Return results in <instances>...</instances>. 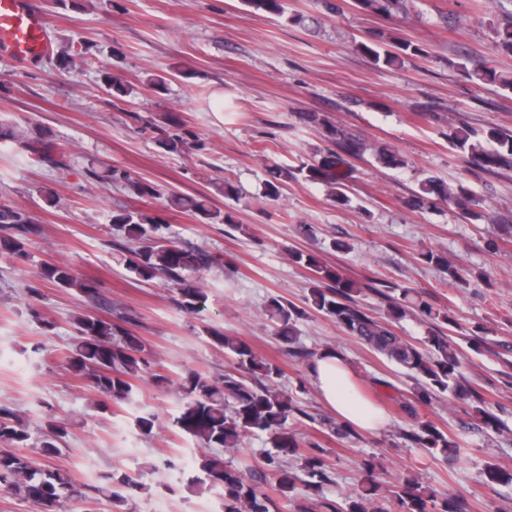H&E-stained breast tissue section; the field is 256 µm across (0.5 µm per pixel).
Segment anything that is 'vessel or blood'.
Returning a JSON list of instances; mask_svg holds the SVG:
<instances>
[{"mask_svg":"<svg viewBox=\"0 0 512 512\" xmlns=\"http://www.w3.org/2000/svg\"><path fill=\"white\" fill-rule=\"evenodd\" d=\"M52 21L32 0H0V55L19 66L51 54Z\"/></svg>","mask_w":512,"mask_h":512,"instance_id":"obj_1","label":"vessel or blood"}]
</instances>
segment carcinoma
Wrapping results in <instances>:
<instances>
[{
  "label": "carcinoma",
  "instance_id": "obj_1",
  "mask_svg": "<svg viewBox=\"0 0 512 512\" xmlns=\"http://www.w3.org/2000/svg\"><path fill=\"white\" fill-rule=\"evenodd\" d=\"M245 3L254 10L271 14L284 12V0H245ZM359 3L387 16L406 9V0H359ZM384 43L386 40L381 35L370 41L356 42L353 49L369 57L379 69L397 67L407 56L425 54L420 45L408 40L396 42L393 51L382 49ZM496 46L503 53H512V20L496 30ZM89 53L90 46L79 41L61 51L59 62L66 67L72 58L80 59ZM456 66L478 85L496 83L512 91V74L497 70L488 60L466 58ZM103 84L113 98L130 94L128 85L109 72L104 74ZM305 119L313 127L322 128L325 137L346 154L361 157L372 151L388 168L405 164L390 147L370 145L339 122L334 124L317 113H309ZM448 140L468 155L470 164L477 170L512 169L511 131L498 126L478 131L459 122L449 126ZM334 166V161L325 159L320 163L304 164L299 172L308 180L326 183L332 200L344 204L347 196L332 171ZM292 177L294 173L290 168L279 167L274 181L267 183L266 196L272 199L279 197L283 185ZM405 204L414 209H435L444 204L465 220L493 222L492 216L481 210L480 199L464 179L446 184L429 175L420 181L418 190L411 193ZM167 205L172 210L191 212L205 223H231L230 215L211 211L199 198L171 194ZM112 229L123 239L122 247L128 253L124 266L132 277L143 281L158 277L167 279L174 286L175 303L181 311L198 314L204 310L207 294L192 274L219 264L216 257L205 250L185 248L172 241L165 235L163 225L154 223L140 211L113 213ZM36 232V226L27 213L9 205H0L1 255L28 257L26 240ZM288 256L291 262L310 272L307 306L336 319L348 335L358 339L369 350L408 370L415 381L412 395L417 402H430L450 391L466 405L468 415L480 423V428L497 431L503 426L502 421L490 412L484 395L464 383L459 351L451 337L440 329V325L452 323L447 313L414 297L411 288L399 290L389 285L385 292L377 290L387 302L385 316L377 319L365 313L358 301L363 291L360 283L343 277L313 253L291 250ZM422 257L427 263L443 268L451 285H468L474 277L470 269L444 255L428 252ZM39 277L60 288L76 290L92 302L100 299L95 286L76 277L63 263L44 264ZM412 312L430 324L428 335L418 343L408 341L397 332V323ZM305 315L306 310L277 298L271 299L268 306L274 335L291 348L297 339L296 322ZM75 333L64 356L69 372L100 396L120 403L129 400L135 391V380L142 377L148 368V361L142 356L144 348L140 339L129 334L124 327L89 314L76 318ZM211 340L224 352L233 355L236 368L214 378L189 372L177 382L180 409L173 423L206 450L198 462V475L193 482L201 486L222 487L224 512H271L275 503L266 493L268 485L275 486L285 498L299 484L305 488L307 496H314L331 480L324 449L317 445L309 449L302 457L301 474L288 469V455L295 452L296 442L286 430V425L290 417L297 413L303 415L305 411L276 381L278 370L235 336L213 330ZM256 432L267 434L277 453L268 455L265 469L254 471L246 478L236 466L224 461V453L237 450L247 435ZM65 435L62 427L48 424L41 440L43 454L52 456L58 453V443ZM407 438L419 448L443 453L459 447L458 442L432 422L418 418ZM30 439L27 423L13 409L0 405V444L7 446L0 451V493L30 502L39 507L40 512H68L66 505L70 501L86 498L88 494L77 489L66 472L39 467L30 457L17 452V449L26 447ZM484 476L488 485L512 488V472L509 470L489 466ZM103 479L105 484L95 491L120 502L126 501V497L115 487H139V483L128 476L118 478L107 474ZM386 501L396 503L399 512H462V504L458 500L443 497L435 489L419 487L409 477L385 489L369 468L358 488L342 501L315 500L312 505L320 512H389L384 505Z\"/></svg>",
  "mask_w": 512,
  "mask_h": 512
}]
</instances>
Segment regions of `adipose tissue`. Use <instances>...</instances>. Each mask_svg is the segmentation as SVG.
Segmentation results:
<instances>
[{
  "label": "adipose tissue",
  "instance_id": "1",
  "mask_svg": "<svg viewBox=\"0 0 512 512\" xmlns=\"http://www.w3.org/2000/svg\"><path fill=\"white\" fill-rule=\"evenodd\" d=\"M310 375L321 401L338 418L366 430L380 426L378 412L357 391L353 368L336 351L321 352L313 361Z\"/></svg>",
  "mask_w": 512,
  "mask_h": 512
}]
</instances>
